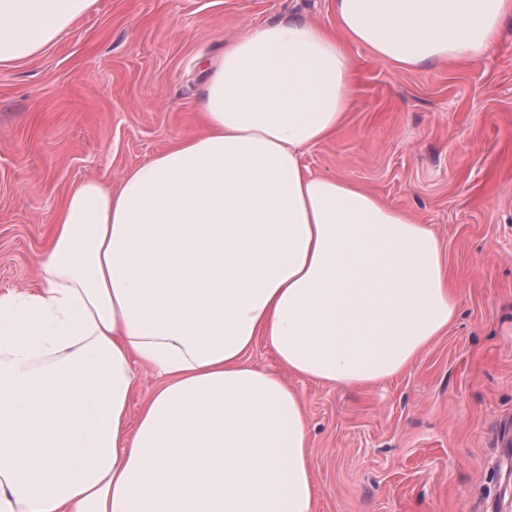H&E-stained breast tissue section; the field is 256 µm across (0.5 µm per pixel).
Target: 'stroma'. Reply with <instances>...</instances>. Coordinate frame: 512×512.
<instances>
[{"mask_svg":"<svg viewBox=\"0 0 512 512\" xmlns=\"http://www.w3.org/2000/svg\"><path fill=\"white\" fill-rule=\"evenodd\" d=\"M335 27L333 0H98L37 58L0 71V291L38 282L66 191L202 130L204 60L249 25ZM339 130L303 149L428 225L460 290L454 321L373 386L291 379L305 402L314 512H512V19L473 63L411 70L351 46Z\"/></svg>","mask_w":512,"mask_h":512,"instance_id":"1","label":"stroma"}]
</instances>
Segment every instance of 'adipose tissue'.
Segmentation results:
<instances>
[{"instance_id":"adipose-tissue-1","label":"adipose tissue","mask_w":512,"mask_h":512,"mask_svg":"<svg viewBox=\"0 0 512 512\" xmlns=\"http://www.w3.org/2000/svg\"><path fill=\"white\" fill-rule=\"evenodd\" d=\"M98 0H0V70ZM335 29L250 27L207 64L205 130L62 198L41 285L0 292V512H313L293 375L406 370L460 303L439 239L301 151L342 125L349 45L478 61L512 0H334ZM264 342L282 374L249 364ZM159 385L127 419L136 366Z\"/></svg>"}]
</instances>
